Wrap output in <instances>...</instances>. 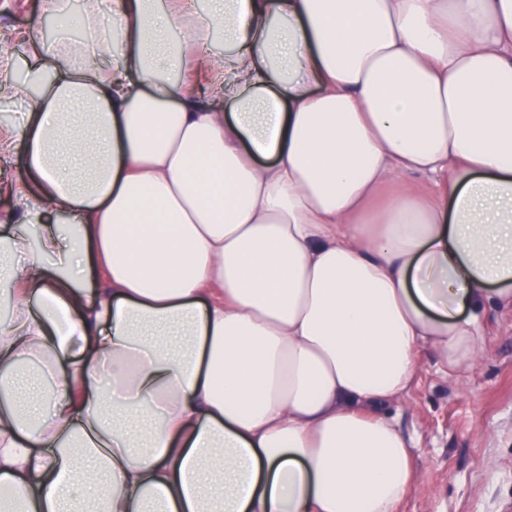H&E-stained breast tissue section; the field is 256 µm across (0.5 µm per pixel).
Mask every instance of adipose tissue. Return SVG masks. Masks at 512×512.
Listing matches in <instances>:
<instances>
[{"label":"adipose tissue","instance_id":"ef3b65f1","mask_svg":"<svg viewBox=\"0 0 512 512\" xmlns=\"http://www.w3.org/2000/svg\"><path fill=\"white\" fill-rule=\"evenodd\" d=\"M82 2L42 0L82 41L0 47V488L394 512L381 407L512 308V0Z\"/></svg>","mask_w":512,"mask_h":512}]
</instances>
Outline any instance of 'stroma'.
Masks as SVG:
<instances>
[{"label":"stroma","mask_w":512,"mask_h":512,"mask_svg":"<svg viewBox=\"0 0 512 512\" xmlns=\"http://www.w3.org/2000/svg\"><path fill=\"white\" fill-rule=\"evenodd\" d=\"M41 0H0V45L25 62ZM408 396L387 408L414 445L416 478L397 512H512V309L489 314L482 357L447 377L430 350Z\"/></svg>","instance_id":"obj_1"}]
</instances>
